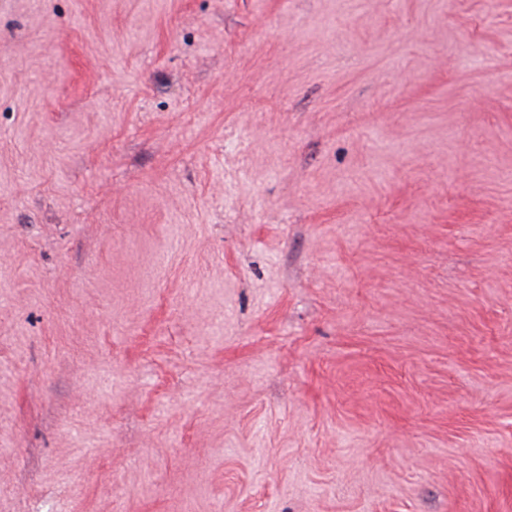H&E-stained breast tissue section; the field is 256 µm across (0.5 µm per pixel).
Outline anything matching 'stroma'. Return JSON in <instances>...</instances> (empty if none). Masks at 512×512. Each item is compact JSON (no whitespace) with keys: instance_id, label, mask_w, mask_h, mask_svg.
I'll list each match as a JSON object with an SVG mask.
<instances>
[{"instance_id":"stroma-1","label":"stroma","mask_w":512,"mask_h":512,"mask_svg":"<svg viewBox=\"0 0 512 512\" xmlns=\"http://www.w3.org/2000/svg\"><path fill=\"white\" fill-rule=\"evenodd\" d=\"M0 512H512V0H0Z\"/></svg>"}]
</instances>
